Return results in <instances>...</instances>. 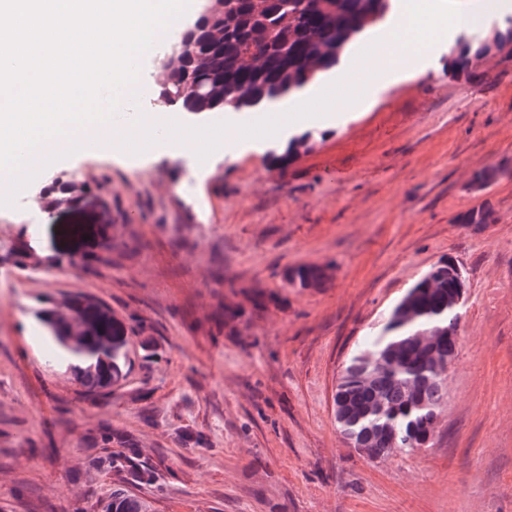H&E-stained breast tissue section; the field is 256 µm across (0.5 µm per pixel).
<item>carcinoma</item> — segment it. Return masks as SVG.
<instances>
[{
  "mask_svg": "<svg viewBox=\"0 0 512 512\" xmlns=\"http://www.w3.org/2000/svg\"><path fill=\"white\" fill-rule=\"evenodd\" d=\"M392 0H223L215 11L223 37L200 29L198 48L173 71L158 92L164 105L189 112L240 111L281 99L337 66L349 45L390 12ZM503 54L512 58V18L505 31L460 44L448 55V72L471 73L474 62ZM188 78L204 82L214 94L199 99L180 94ZM498 170L477 173L476 191L496 181ZM488 207L473 209L462 224H492ZM293 288H318L324 268L302 265L285 273ZM465 279L445 259L424 273L393 307L382 332L355 355L336 387V425L351 447L370 459L429 442L448 400V371L457 356V337ZM81 375L101 383L112 364L95 362ZM106 512H147V505L123 489L112 492Z\"/></svg>",
  "mask_w": 512,
  "mask_h": 512,
  "instance_id": "obj_1",
  "label": "carcinoma"
}]
</instances>
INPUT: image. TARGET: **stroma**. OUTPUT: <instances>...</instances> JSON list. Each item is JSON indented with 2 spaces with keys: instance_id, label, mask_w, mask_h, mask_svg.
Here are the masks:
<instances>
[{
  "instance_id": "stroma-1",
  "label": "stroma",
  "mask_w": 512,
  "mask_h": 512,
  "mask_svg": "<svg viewBox=\"0 0 512 512\" xmlns=\"http://www.w3.org/2000/svg\"><path fill=\"white\" fill-rule=\"evenodd\" d=\"M453 44L294 130L287 164L283 138L203 175L154 151L73 154L0 206V512H104L126 485L109 431L155 469L133 490L149 512H512V177L470 188L512 168V61L452 77ZM60 176L77 190L43 211ZM482 205L494 223H459ZM442 259L466 277L448 403L430 447L367 458L336 426V386ZM299 265L324 285L289 287ZM53 321L121 332L110 383L50 356ZM326 277L325 269L315 265L296 266L285 273L287 284L293 288H318Z\"/></svg>"
}]
</instances>
